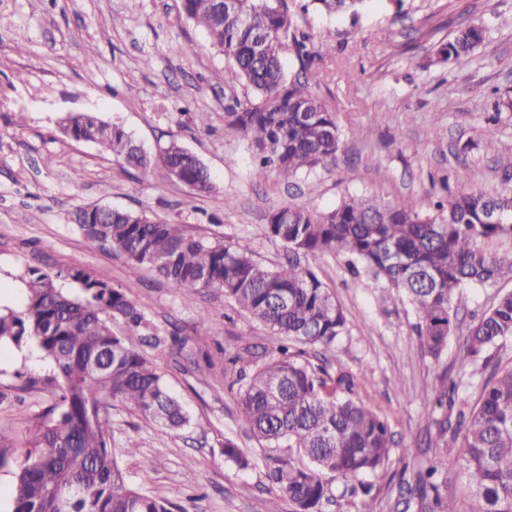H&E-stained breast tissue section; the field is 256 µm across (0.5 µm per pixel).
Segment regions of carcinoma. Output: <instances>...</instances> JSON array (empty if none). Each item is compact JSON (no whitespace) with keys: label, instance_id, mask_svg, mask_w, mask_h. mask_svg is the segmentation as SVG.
I'll use <instances>...</instances> for the list:
<instances>
[{"label":"carcinoma","instance_id":"cac0c4a2","mask_svg":"<svg viewBox=\"0 0 512 512\" xmlns=\"http://www.w3.org/2000/svg\"><path fill=\"white\" fill-rule=\"evenodd\" d=\"M326 15L355 11L364 0H312ZM181 14L206 32L213 48L233 66L236 80L252 97L225 113L230 124L256 148L254 174L287 180L336 161L340 138L336 113L315 98L308 81L288 79L283 56L293 49L301 69L317 51L310 37L292 30L288 0H181ZM483 29L467 24L439 45V61L452 64L483 42ZM64 131L88 139L101 152L160 183L180 182L198 195L213 190L198 157L176 141L147 156L119 124L93 113L67 116ZM76 225L90 249L124 256L135 268L172 284L186 303L214 293L237 305L277 335L275 353L241 376L238 419L266 457L268 479L289 512H323L331 500L374 501L368 477L389 461L393 439L387 420L353 398L356 384L327 359L313 365L308 351H333L346 331V317L327 286L300 257L343 253L352 266L386 280L415 309L421 347L439 361L456 328L455 291L465 284L492 285L512 262L485 253L481 239L512 236V174L488 193L469 188L422 215L411 202L387 206L369 197L350 198L323 213L283 205L269 212L267 232L292 253L284 264L258 262L245 241L226 243L195 237L182 224L145 213L114 210L98 219L81 209ZM23 310L0 313V343L30 340L52 361L63 387L59 402L29 432L28 449L16 474L13 512H171L165 498L146 495L130 484L113 458L112 424L105 408L112 400L148 422L176 430L189 423L154 364L112 331V320L158 340L155 324L120 288L82 271L70 276L81 296L58 292L46 274L31 272ZM512 339V292L497 296L469 328L461 358H477ZM458 385L445 372L434 378L440 417L432 419L437 454L416 472L415 485L427 512H458L441 496L443 469L459 464L477 506L473 512H512V367L493 370L467 412L452 415ZM303 455L297 465L293 453ZM224 457L241 470L253 458L230 438ZM351 480L340 495L331 481ZM77 486L83 496L61 506L58 491Z\"/></svg>","mask_w":512,"mask_h":512}]
</instances>
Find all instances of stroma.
I'll return each instance as SVG.
<instances>
[{
  "instance_id": "35a3bbf8",
  "label": "stroma",
  "mask_w": 512,
  "mask_h": 512,
  "mask_svg": "<svg viewBox=\"0 0 512 512\" xmlns=\"http://www.w3.org/2000/svg\"><path fill=\"white\" fill-rule=\"evenodd\" d=\"M293 22L332 54L301 71L285 58L288 77L306 74L315 95L336 114L341 152L335 165L281 180L253 175L255 150L228 124L225 112L250 92L228 83V64L202 28L181 18L180 0H0V277L24 284L31 271L48 274L73 295L78 268L124 288L165 333L151 346L113 323L116 335L155 364L191 422L180 431L147 423L112 404V451L143 492L165 498L173 512H267L273 496L264 453L238 421L237 392L226 359L250 347L265 359L278 336L233 303L207 294L184 304L176 288L136 269L116 253L90 250L70 218L76 207L107 205L185 225L210 239L249 241L267 266L288 258L284 243L266 232L274 207L334 209L353 195L385 205L412 201L425 214L441 197L470 187L503 185L512 160V112L496 113L497 95L512 96V0H368L357 14L328 18L308 0H288ZM481 24L484 42L453 64L435 52L461 25ZM195 53H185L188 44ZM97 50L88 58V47ZM95 112L121 124L148 153L175 139L199 156L214 182L199 196L178 182L159 183L121 160L100 154L62 129L70 114ZM207 125H200V116ZM496 117L491 139L480 127ZM335 295L347 318L333 367L353 375L354 398L385 418L394 443L372 481L374 512H421L402 483L436 448L432 382L437 368L475 404L489 370L461 366L469 326L512 291V268L491 286L472 284L453 299L457 328L440 361L421 348L413 308L371 275L353 274L342 254L305 261ZM207 317V335L195 333ZM62 381L38 346L0 348V512H12L15 473L28 431L61 394ZM233 438L255 458L242 471L222 454ZM135 456H125V449ZM149 481H142V472Z\"/></svg>"
}]
</instances>
